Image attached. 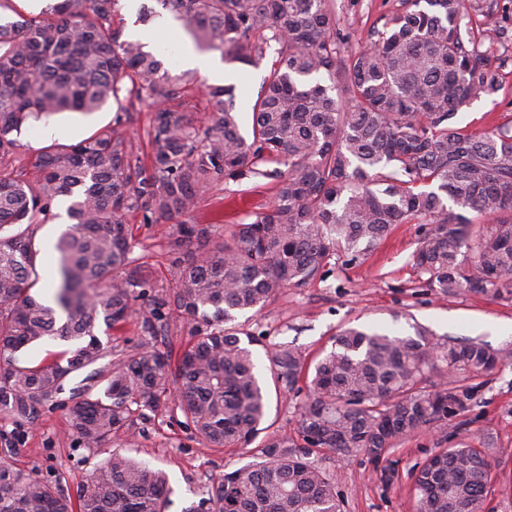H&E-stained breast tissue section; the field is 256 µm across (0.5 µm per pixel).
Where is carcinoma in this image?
<instances>
[{
	"label": "carcinoma",
	"instance_id": "cac0c4a2",
	"mask_svg": "<svg viewBox=\"0 0 512 512\" xmlns=\"http://www.w3.org/2000/svg\"><path fill=\"white\" fill-rule=\"evenodd\" d=\"M197 44L255 67L275 60L240 132L236 86L206 88L208 111L172 102L196 75L174 74L137 39L122 38L119 0H55L39 13L12 9L0 22V418L34 422L66 378L108 356L99 324L129 318L155 336L177 315L192 345L177 359L144 343L96 371L103 394L70 412L72 436L100 448L134 417L178 411L208 448L246 449L261 433L267 386L249 346L227 326L261 311L285 288H303L331 260L356 261L397 224L428 220L413 262L443 295L512 297V130L488 135L455 126L460 109L496 92L491 56L499 36L493 5L400 0L369 46L339 56L334 0H157ZM154 112L150 164L119 131L132 100ZM117 107L114 125L13 164L31 122ZM279 172L274 201L246 224H200V196L224 179ZM66 201L72 224L55 244L54 305L33 294L40 250L34 230ZM488 218L474 224L467 211ZM175 221L167 234L180 270L173 292L147 295L132 266L127 224ZM96 289L90 295L87 290ZM390 336L340 330L309 360L286 345L265 348L275 389L306 387L294 435H275L253 461L210 479L184 512H343L327 461L353 455L381 467L406 435L470 415L509 349L471 338L440 343L429 328ZM48 336L70 343L51 361L14 363ZM490 441H460L416 471L414 512H486ZM166 474L114 453L72 503L51 484L0 464V512H166Z\"/></svg>",
	"mask_w": 512,
	"mask_h": 512
}]
</instances>
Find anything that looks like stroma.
Returning <instances> with one entry per match:
<instances>
[{"label":"stroma","instance_id":"1","mask_svg":"<svg viewBox=\"0 0 512 512\" xmlns=\"http://www.w3.org/2000/svg\"><path fill=\"white\" fill-rule=\"evenodd\" d=\"M399 0H337V27L342 54H350L373 39L383 15L395 11ZM501 35L489 45L499 88L464 108L454 118L457 127L481 135L512 121V0H495ZM274 60L266 55L260 67L225 64L228 82L246 76L247 89L237 92L242 127L251 123L250 107L263 76ZM276 181L270 177L225 180L210 188L196 212L202 224H240L273 200ZM132 229V256L153 293H167L175 284L176 270L167 249L165 223H148L142 214L128 218ZM420 225H396L365 259L336 261L330 272L303 288L285 289L262 311L237 314L233 325L243 333L261 336L254 358L261 376H268L265 346L285 343L316 357L330 348L336 333L348 326L385 328L411 334V321L428 326L437 338H480L492 348L512 349V298L486 295L444 296L424 287L413 266L412 253ZM98 336L118 354L141 343L180 353L188 343L189 328L171 318L160 334L144 337L136 320L121 329L99 328ZM83 373L69 376L62 391L48 401L36 422L0 420V463H8L37 479L55 485L67 498H77L93 470L119 452L165 470L172 493L168 512H183L199 501L208 480L238 468L247 458L239 452L205 447L194 430L180 423L178 413L159 410L138 423L135 433L114 435L100 448H83L69 429V410L85 386ZM462 439L491 441L503 448L496 463L497 479L489 497L491 512H512V363L499 366L469 416ZM449 431L426 427L398 443L388 455L395 468L391 483L364 456L336 465L338 490L344 512H413V475L430 455L452 444Z\"/></svg>","mask_w":512,"mask_h":512}]
</instances>
